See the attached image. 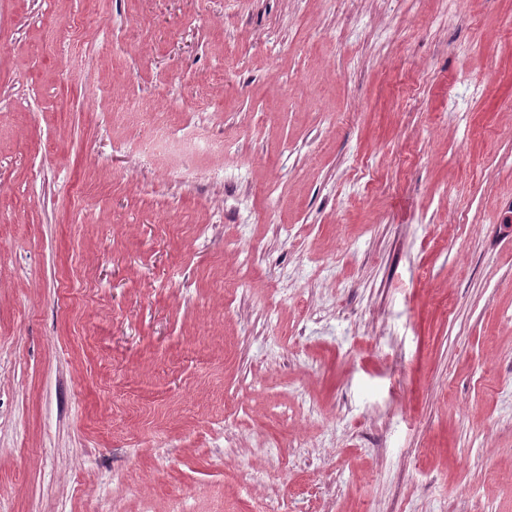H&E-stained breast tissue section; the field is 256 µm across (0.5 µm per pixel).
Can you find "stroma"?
Masks as SVG:
<instances>
[{"label":"stroma","instance_id":"stroma-1","mask_svg":"<svg viewBox=\"0 0 512 512\" xmlns=\"http://www.w3.org/2000/svg\"><path fill=\"white\" fill-rule=\"evenodd\" d=\"M509 100L512 0H0V512H512Z\"/></svg>","mask_w":512,"mask_h":512}]
</instances>
